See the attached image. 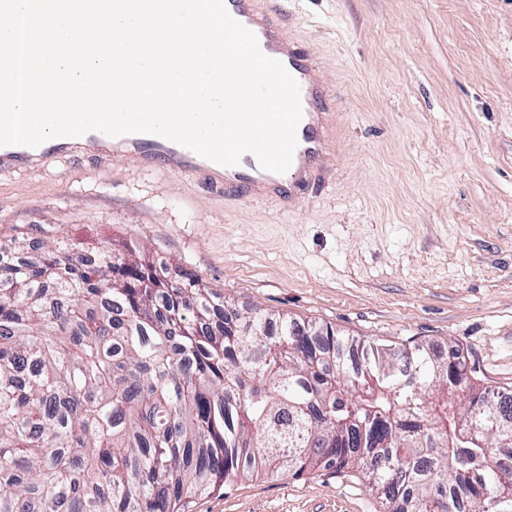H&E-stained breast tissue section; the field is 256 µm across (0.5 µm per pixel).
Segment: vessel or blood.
<instances>
[{"mask_svg": "<svg viewBox=\"0 0 512 512\" xmlns=\"http://www.w3.org/2000/svg\"><path fill=\"white\" fill-rule=\"evenodd\" d=\"M230 15L258 38L264 54L279 60L300 87L302 120L297 129V147L288 172L278 174L261 168L255 156H242L234 166L208 160L164 137L135 133L114 138L120 154L133 155L146 170L159 167L185 171L203 178L234 203L264 191L285 200L294 199L327 160L328 147L323 116L329 109L326 87L314 75L311 58L290 45L284 35V19L264 7L262 0H224Z\"/></svg>", "mask_w": 512, "mask_h": 512, "instance_id": "b4317fda", "label": "vessel or blood"}]
</instances>
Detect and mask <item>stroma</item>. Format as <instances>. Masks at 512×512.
<instances>
[{"label": "stroma", "instance_id": "35a3bbf8", "mask_svg": "<svg viewBox=\"0 0 512 512\" xmlns=\"http://www.w3.org/2000/svg\"><path fill=\"white\" fill-rule=\"evenodd\" d=\"M331 92L335 166L291 202L225 204L134 158L0 171V240L130 243L253 306L462 349L512 389V0H265ZM185 512H382L359 475L242 480Z\"/></svg>", "mask_w": 512, "mask_h": 512}]
</instances>
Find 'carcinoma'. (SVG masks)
<instances>
[{"label": "carcinoma", "instance_id": "cac0c4a2", "mask_svg": "<svg viewBox=\"0 0 512 512\" xmlns=\"http://www.w3.org/2000/svg\"><path fill=\"white\" fill-rule=\"evenodd\" d=\"M0 243V512H178L362 476L385 512H512V392L427 343L239 311L134 246Z\"/></svg>", "mask_w": 512, "mask_h": 512}]
</instances>
